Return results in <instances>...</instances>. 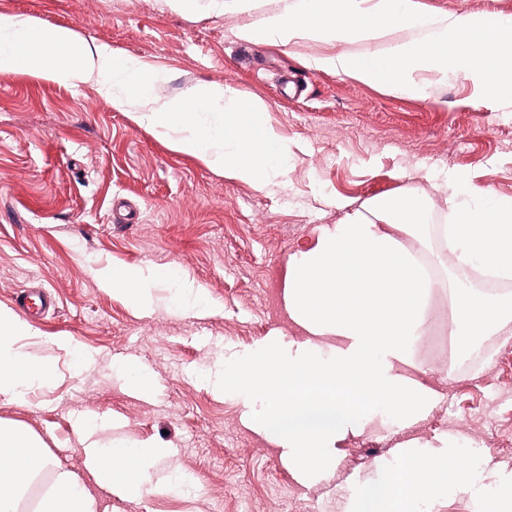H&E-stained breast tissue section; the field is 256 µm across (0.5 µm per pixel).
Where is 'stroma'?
<instances>
[{
    "label": "stroma",
    "instance_id": "obj_1",
    "mask_svg": "<svg viewBox=\"0 0 512 512\" xmlns=\"http://www.w3.org/2000/svg\"><path fill=\"white\" fill-rule=\"evenodd\" d=\"M417 3L428 16L512 20V0ZM14 15L75 29L90 45L162 71V98L215 83L262 99L265 121L288 146L270 184L228 179L134 124L102 96L99 79L0 72V309L18 311L20 296L39 288L55 300L30 318L28 341L54 376L25 401L0 400V419L39 436L86 483L96 512H346L375 458L440 435L475 451L479 468L512 471V335L492 337L481 357L449 345L440 364L414 347L440 403L411 427L346 437L312 483L219 384L233 357L301 339L285 309L284 270L315 246L320 226L342 218L337 200L359 205L407 183L429 195L446 178L462 194L512 202L511 102L484 99L481 80L459 64L430 77L425 95L393 96L311 67L327 45L239 39L249 14L214 0L181 11L168 0H0V17ZM108 266L161 273L152 304L133 307L102 287L95 271ZM180 284L201 289L205 306L180 309ZM141 374L150 390L137 388ZM80 423L118 448H166L153 482L178 473L185 485L133 498L101 489ZM494 491L449 483L434 512H494Z\"/></svg>",
    "mask_w": 512,
    "mask_h": 512
}]
</instances>
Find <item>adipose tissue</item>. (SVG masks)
Here are the masks:
<instances>
[{
    "mask_svg": "<svg viewBox=\"0 0 512 512\" xmlns=\"http://www.w3.org/2000/svg\"><path fill=\"white\" fill-rule=\"evenodd\" d=\"M273 11L243 27L247 42L288 46L313 41L333 53L312 59L332 70L384 86L390 94L422 93L427 75H443L448 60H467L472 75H487L486 97L512 99V24L468 13L423 17L414 0H279ZM382 52H372L375 43ZM362 43L364 54L346 52ZM455 221L432 225L429 200L409 189L356 206L338 201L342 219L321 227L315 247L288 261L285 300L306 340L269 344L229 366L231 385L247 405H259V428L284 448L303 478L326 475L325 463L348 435L371 428L379 412L402 426L423 418L441 395L414 374L412 347L428 335L437 289H449L448 333L460 351L474 352L490 336L512 335V296L486 294L474 277L483 271L512 276V203L474 205L451 198ZM450 258L437 274L431 247ZM100 283L137 307L151 302V276L140 268L99 269ZM31 325L0 309V398L21 402L53 374L27 347ZM91 471L110 492L139 495L166 458V449L135 452L86 447ZM462 486L492 479L512 496V472L486 473L448 438L402 444L392 458L372 462L376 486L356 491L349 512H418L448 492L440 480L450 460ZM95 512V500L78 476L54 461L40 438L0 420V512Z\"/></svg>",
    "mask_w": 512,
    "mask_h": 512,
    "instance_id": "1",
    "label": "adipose tissue"
}]
</instances>
